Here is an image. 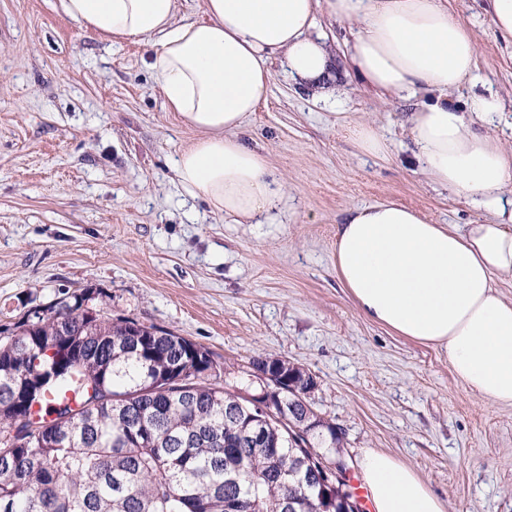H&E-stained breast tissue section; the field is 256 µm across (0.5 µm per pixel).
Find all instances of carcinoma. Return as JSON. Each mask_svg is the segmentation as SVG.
Instances as JSON below:
<instances>
[{
    "label": "carcinoma",
    "instance_id": "cac0c4a2",
    "mask_svg": "<svg viewBox=\"0 0 512 512\" xmlns=\"http://www.w3.org/2000/svg\"><path fill=\"white\" fill-rule=\"evenodd\" d=\"M86 300L67 294L0 327V512H355L351 479L324 476L342 433L305 416L302 368L252 361L288 377L278 417L261 420L208 382L209 350ZM66 390L75 402L56 396ZM21 415L35 430L12 429Z\"/></svg>",
    "mask_w": 512,
    "mask_h": 512
}]
</instances>
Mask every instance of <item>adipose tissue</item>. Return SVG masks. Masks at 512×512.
<instances>
[{"instance_id":"obj_1","label":"adipose tissue","mask_w":512,"mask_h":512,"mask_svg":"<svg viewBox=\"0 0 512 512\" xmlns=\"http://www.w3.org/2000/svg\"><path fill=\"white\" fill-rule=\"evenodd\" d=\"M85 31L152 53L168 111L199 137L179 153L180 185L236 224L269 220L283 200L265 157L240 133L266 99L273 58L326 98L349 67L387 100L427 92L407 118L418 170L483 206L485 224L455 228L387 200L351 208L336 227V277L359 312L410 339L445 348L460 383L491 405H512V148L490 126L505 110L494 93L452 96L476 73L473 31L448 0H204L203 18H179V0H60ZM349 26L336 56L318 16ZM360 467L374 512H445L410 467L366 452Z\"/></svg>"}]
</instances>
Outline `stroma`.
<instances>
[{"instance_id":"stroma-1","label":"stroma","mask_w":512,"mask_h":512,"mask_svg":"<svg viewBox=\"0 0 512 512\" xmlns=\"http://www.w3.org/2000/svg\"><path fill=\"white\" fill-rule=\"evenodd\" d=\"M475 32L479 89L498 93L512 146V42L477 0H448ZM146 45L82 30L60 0H0V327L70 293L112 318L156 325L205 348L216 381L260 393L258 357L314 379V408L354 458L413 468L447 512H512V406L454 376L445 350L362 316L333 264L352 207L394 200L435 224H481L480 208L417 172L410 104L355 74L315 98L281 63L241 133L265 153L284 203L268 224H236L179 185L174 162L197 137L166 110ZM374 122L390 153L345 132Z\"/></svg>"}]
</instances>
